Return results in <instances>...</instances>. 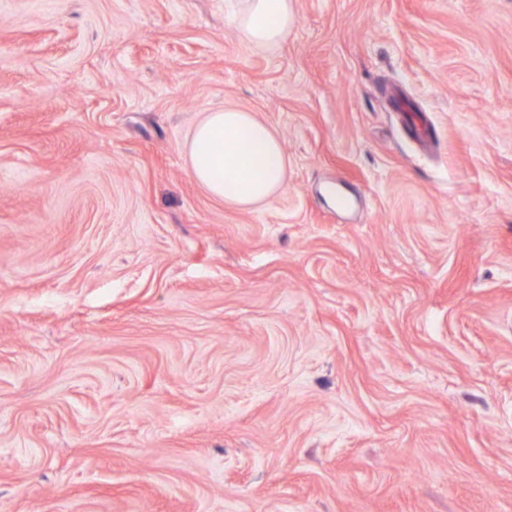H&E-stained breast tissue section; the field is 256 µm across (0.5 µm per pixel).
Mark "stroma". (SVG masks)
<instances>
[{
	"instance_id": "1",
	"label": "stroma",
	"mask_w": 512,
	"mask_h": 512,
	"mask_svg": "<svg viewBox=\"0 0 512 512\" xmlns=\"http://www.w3.org/2000/svg\"><path fill=\"white\" fill-rule=\"evenodd\" d=\"M230 14L0 0V512H512V0ZM294 0H239L231 13L242 39L261 49H273L288 35L296 16ZM186 152L195 181L226 204H262L286 183L288 158L278 136L243 109L208 112Z\"/></svg>"
}]
</instances>
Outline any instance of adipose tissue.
Wrapping results in <instances>:
<instances>
[{"instance_id": "obj_1", "label": "adipose tissue", "mask_w": 512, "mask_h": 512, "mask_svg": "<svg viewBox=\"0 0 512 512\" xmlns=\"http://www.w3.org/2000/svg\"><path fill=\"white\" fill-rule=\"evenodd\" d=\"M295 16V0H239L231 14L242 39L267 50L287 36ZM186 152L195 181L227 204H262L286 183L288 158L278 136L243 109L208 112L194 129Z\"/></svg>"}]
</instances>
